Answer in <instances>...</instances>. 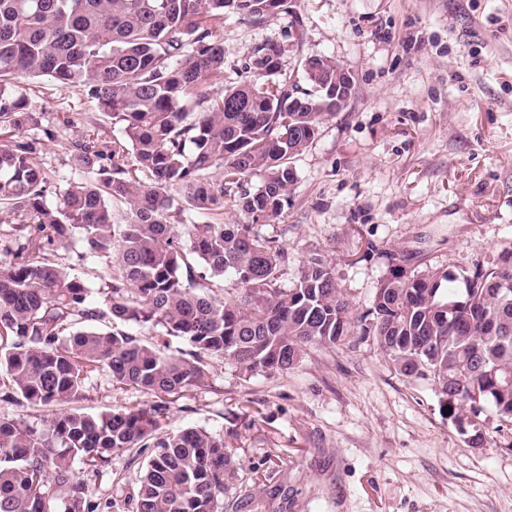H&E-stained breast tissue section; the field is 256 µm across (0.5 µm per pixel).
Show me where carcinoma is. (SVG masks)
<instances>
[{"mask_svg": "<svg viewBox=\"0 0 512 512\" xmlns=\"http://www.w3.org/2000/svg\"><path fill=\"white\" fill-rule=\"evenodd\" d=\"M227 13L261 23L292 14L293 0H0V224L10 225L0 230L10 256L0 258L3 399L62 405L103 369L116 389L183 397L208 385L212 360L247 374L284 371L313 347L359 335L406 379L432 381L452 421L491 407L512 424V249L459 277L394 269L359 315L318 252L291 287L278 285L286 254L256 226L288 207L293 159L316 140L331 95L313 76L274 80L273 42L252 50L243 80L204 91L224 75ZM38 77L83 94L121 132L107 140L92 122L71 142L88 178L56 204L38 155L57 132L25 135L41 117L20 83ZM115 201L130 212L123 224ZM226 206L248 223L176 233L184 211ZM62 245L85 258L118 251L102 305L55 259ZM229 271L242 289L221 299L215 288ZM460 279L464 287H453ZM129 322L158 339L117 329ZM168 336L189 345V357L168 355ZM163 411L63 409L39 428L0 417V512H107L76 465L96 475L112 454L149 447L132 512H224L236 469L223 438L193 427L161 437Z\"/></svg>", "mask_w": 512, "mask_h": 512, "instance_id": "cac0c4a2", "label": "carcinoma"}]
</instances>
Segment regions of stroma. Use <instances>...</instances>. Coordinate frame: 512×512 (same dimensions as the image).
<instances>
[{
	"mask_svg": "<svg viewBox=\"0 0 512 512\" xmlns=\"http://www.w3.org/2000/svg\"><path fill=\"white\" fill-rule=\"evenodd\" d=\"M294 10L260 24L225 15L224 76L207 85L216 94L244 78L253 48L268 41L282 48L278 80L299 79V58L316 53L355 75L348 105L295 158L287 209L263 228L288 254L281 285L315 246L358 314L388 274L389 254L422 273L493 267L512 249V0H295ZM25 93L41 116L31 136L58 132L39 159L65 190L84 178L69 143L96 108L45 80L26 81ZM58 259L101 304L111 265L66 246ZM159 402L160 434L223 436L237 468L224 512H512V426L487 410L492 440L469 447L432 382L405 380L367 336L311 350L283 372L214 363L209 386L179 399L114 389L100 371L74 406ZM147 460L113 455L86 481L110 512H130Z\"/></svg>",
	"mask_w": 512,
	"mask_h": 512,
	"instance_id": "35a3bbf8",
	"label": "stroma"
}]
</instances>
